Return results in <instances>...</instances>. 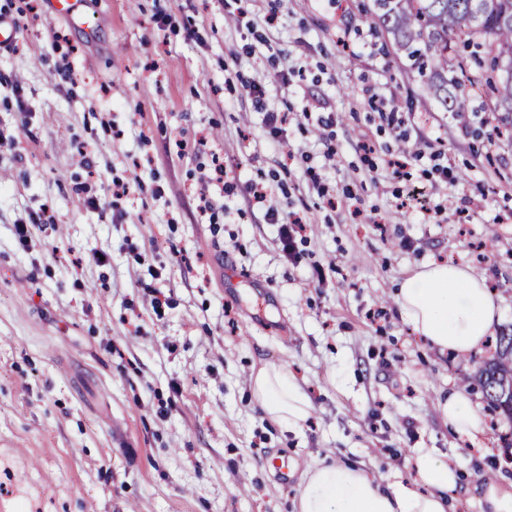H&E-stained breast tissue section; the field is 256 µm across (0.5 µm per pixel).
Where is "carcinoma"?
I'll use <instances>...</instances> for the list:
<instances>
[{
  "label": "carcinoma",
  "instance_id": "1",
  "mask_svg": "<svg viewBox=\"0 0 512 512\" xmlns=\"http://www.w3.org/2000/svg\"><path fill=\"white\" fill-rule=\"evenodd\" d=\"M372 18L410 62L429 95L459 115L476 96L512 120V0H373ZM499 359L478 386L488 406L512 421V334L497 340Z\"/></svg>",
  "mask_w": 512,
  "mask_h": 512
}]
</instances>
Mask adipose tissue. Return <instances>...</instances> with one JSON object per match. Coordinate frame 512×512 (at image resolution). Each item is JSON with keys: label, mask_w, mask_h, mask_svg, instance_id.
<instances>
[{"label": "adipose tissue", "mask_w": 512, "mask_h": 512, "mask_svg": "<svg viewBox=\"0 0 512 512\" xmlns=\"http://www.w3.org/2000/svg\"><path fill=\"white\" fill-rule=\"evenodd\" d=\"M393 295L401 317L432 347L465 358L485 345L500 322V300L486 273L467 265L430 261L397 283ZM250 392L264 416L285 431L300 432L312 403L287 370L265 366L249 374ZM450 433L481 441L485 420L467 386L437 396ZM465 472L434 449H420L412 481L390 483L362 465L330 456L303 472L296 512H454L453 491Z\"/></svg>", "instance_id": "ef3b65f1"}]
</instances>
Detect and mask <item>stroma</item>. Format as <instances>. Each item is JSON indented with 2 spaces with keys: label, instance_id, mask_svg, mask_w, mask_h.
<instances>
[{
  "label": "stroma",
  "instance_id": "stroma-1",
  "mask_svg": "<svg viewBox=\"0 0 512 512\" xmlns=\"http://www.w3.org/2000/svg\"><path fill=\"white\" fill-rule=\"evenodd\" d=\"M371 5L88 0L84 29L51 0H0L17 24L0 48V512H293L303 471L330 454L392 483L422 448L512 474V422L485 411L473 445L436 406L494 343L439 353L391 297L424 262H465L487 270L512 329V139L488 144L482 101L443 111ZM259 35L261 54L242 55ZM246 80L290 114L282 140ZM404 148L442 223L402 206L387 162ZM216 155L232 191L199 184ZM260 181L306 221L296 260L250 202ZM45 209L55 224L33 225ZM271 365L313 403L300 433L251 399L248 373Z\"/></svg>",
  "mask_w": 512,
  "mask_h": 512
}]
</instances>
